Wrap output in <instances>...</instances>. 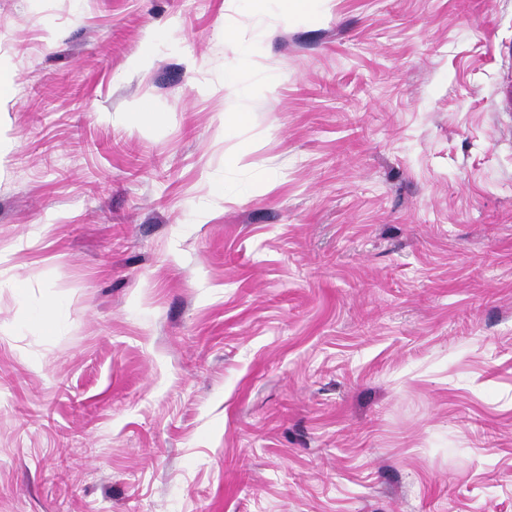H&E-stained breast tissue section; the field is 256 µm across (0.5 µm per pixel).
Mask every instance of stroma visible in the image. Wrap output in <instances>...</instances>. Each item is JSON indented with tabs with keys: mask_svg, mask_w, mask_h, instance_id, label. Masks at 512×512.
<instances>
[{
	"mask_svg": "<svg viewBox=\"0 0 512 512\" xmlns=\"http://www.w3.org/2000/svg\"><path fill=\"white\" fill-rule=\"evenodd\" d=\"M282 9L0 0V512H512V0Z\"/></svg>",
	"mask_w": 512,
	"mask_h": 512,
	"instance_id": "35a3bbf8",
	"label": "stroma"
}]
</instances>
